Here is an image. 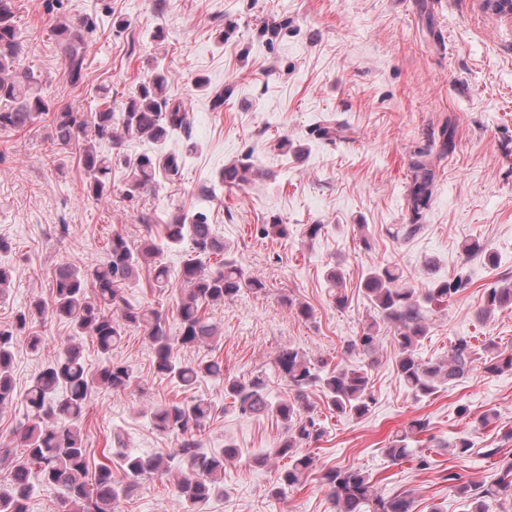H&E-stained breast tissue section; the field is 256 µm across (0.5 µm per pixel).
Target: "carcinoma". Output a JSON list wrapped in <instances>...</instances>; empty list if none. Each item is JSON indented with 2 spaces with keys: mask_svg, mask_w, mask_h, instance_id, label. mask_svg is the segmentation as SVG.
<instances>
[{
  "mask_svg": "<svg viewBox=\"0 0 512 512\" xmlns=\"http://www.w3.org/2000/svg\"><path fill=\"white\" fill-rule=\"evenodd\" d=\"M14 8V0H0V129L21 130L43 115L50 117L52 149L79 152L86 174L84 192L100 203L111 201L112 156L98 152L94 147L96 140L119 146L125 141L147 139L156 145L151 154L122 158L128 178L126 196L131 199L149 190L162 171L171 177L180 175L197 146L191 141L185 103L167 95L171 72L155 64L151 76L129 93L119 112L112 110V95L105 88L100 91L102 108L95 112H81L68 104L55 103L45 96L40 76L25 66V39L14 21ZM94 27L88 16L77 22L58 19L53 23L51 33L63 57L64 73L73 85L84 81L83 45L86 34ZM177 133L186 138L184 151H165L167 140ZM252 172L250 163L226 166L216 175L213 186L201 188L200 195L208 200L219 188L240 187L250 181ZM433 184V169L422 161L413 163L408 190L413 223L401 225L404 236L411 237L421 230L418 220L429 205ZM143 223L146 235L137 245L120 233L113 234L103 263L88 269L69 264L56 267L50 280L51 304L34 299L17 311L10 324L0 326L1 409L15 400L12 367L18 346L24 343L35 352L44 347V337L35 330L37 323L49 317L59 319L69 324L74 337L32 378L27 389L24 401L28 422L22 426L20 448L12 451L9 475L0 482V512H28L27 501L35 480L60 490L67 512H115L120 500L139 481L170 471L173 456L169 454L142 456L121 452L123 478L115 479L112 467L106 463L88 473L81 426L92 394L101 388L119 393L137 382L133 366L112 357V349L130 326L145 329L153 372L157 375L187 390L205 378L220 380L224 383V399L231 400L239 415H266L281 423L284 435L275 455L288 459V467L278 471L272 486L274 495L300 485L304 475L315 467V455L308 445L321 439L324 426L308 401L310 389L322 394L331 414L361 418L370 411L374 396L368 370L341 362L329 368L291 345L277 351L275 367L293 396L276 401L270 398L262 376L226 377L223 362L215 358L193 363L178 361L174 352L178 345L212 346L218 342L216 328L205 314L207 307L220 306L245 290L261 292L265 283L238 266L233 257L234 247L216 235L202 210L175 216L172 223L164 225V240L160 242L149 220L145 218ZM260 233L286 241L293 229L275 218L262 225ZM186 240L190 241L191 253L181 270L185 288L176 307L179 334L173 336L165 318L132 303L127 291L137 285L140 272L146 269L152 286L167 292L171 279L164 262L165 250ZM217 257L218 266L207 268V262ZM326 279L336 307H344L348 296L342 291V272L333 267L327 271ZM402 279L404 272L396 265L374 266L367 271L360 288L377 317L360 335L346 342L343 353L356 351L367 358L373 356L381 341L380 324L393 327L397 374L419 398L459 381L477 361L489 374L512 372V354L499 351L491 340L484 344L481 357L470 341L459 338L451 346L448 359L420 358L418 346L429 332L427 308L461 292L468 279L462 275L441 278L425 288L400 286L398 282ZM485 302L487 312L512 307V286L487 289ZM83 336L96 343L103 356L102 365L94 373L86 368L82 347L75 342V338ZM215 412L214 404L195 398L165 403L150 411L154 427L178 440L177 455L185 464L179 494L189 512H198L212 497L223 493L224 461L239 454L233 445L224 446L220 453L203 448L200 431ZM428 427L429 422L424 419L411 421L408 430L392 439L387 455L394 461H414L420 471L433 469L434 461L426 454V446L416 439ZM510 442L512 429L501 434L498 448L482 451L467 436H457L440 447L455 448L461 456L481 453L493 457ZM497 472V478L486 486L481 484L472 489L462 485L468 498L467 512H486L488 498L512 501V458L501 459ZM323 481L334 512H414L409 492L385 495L377 490L371 475L360 469L334 467L323 474Z\"/></svg>",
  "mask_w": 512,
  "mask_h": 512,
  "instance_id": "carcinoma-1",
  "label": "carcinoma"
}]
</instances>
